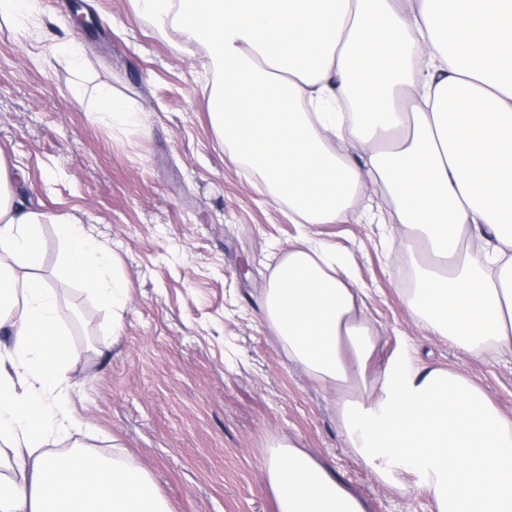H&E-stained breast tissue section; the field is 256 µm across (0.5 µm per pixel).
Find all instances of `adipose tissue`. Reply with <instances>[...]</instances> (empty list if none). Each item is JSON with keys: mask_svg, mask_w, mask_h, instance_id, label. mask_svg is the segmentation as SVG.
<instances>
[{"mask_svg": "<svg viewBox=\"0 0 512 512\" xmlns=\"http://www.w3.org/2000/svg\"><path fill=\"white\" fill-rule=\"evenodd\" d=\"M137 17L202 53L212 126L305 224H336L382 186L405 296L423 329L480 356L512 355V0H132ZM363 151L352 163L351 149ZM64 245L60 280L125 305L114 259L82 225L16 203L0 157V512H168L126 462L52 452L77 421L62 390L76 355L58 289L40 276L43 225ZM347 257L289 249L267 317L289 358L336 392L349 448L377 476L417 472L436 512H512V420L459 374L392 363ZM279 512H366L293 445L267 469Z\"/></svg>", "mask_w": 512, "mask_h": 512, "instance_id": "ef3b65f1", "label": "adipose tissue"}]
</instances>
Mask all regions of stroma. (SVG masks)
Listing matches in <instances>:
<instances>
[{
  "label": "stroma",
  "instance_id": "1",
  "mask_svg": "<svg viewBox=\"0 0 512 512\" xmlns=\"http://www.w3.org/2000/svg\"><path fill=\"white\" fill-rule=\"evenodd\" d=\"M88 14L87 26L75 24ZM20 38L0 18V155L16 198L65 213L115 257L129 285L109 312L67 287L58 312L78 359L66 388L82 446L141 470L169 512H277L266 471L277 444L331 469L369 512H434L419 476L382 483L347 447L332 393L288 358L265 316L276 268L299 236L347 254L381 336L379 363L466 375L512 418V355L475 358L419 327L409 258L378 221L294 223L236 160L207 111L203 55L178 51L129 0H30ZM87 57L75 70L68 47ZM108 88L142 125L95 110Z\"/></svg>",
  "mask_w": 512,
  "mask_h": 512
}]
</instances>
